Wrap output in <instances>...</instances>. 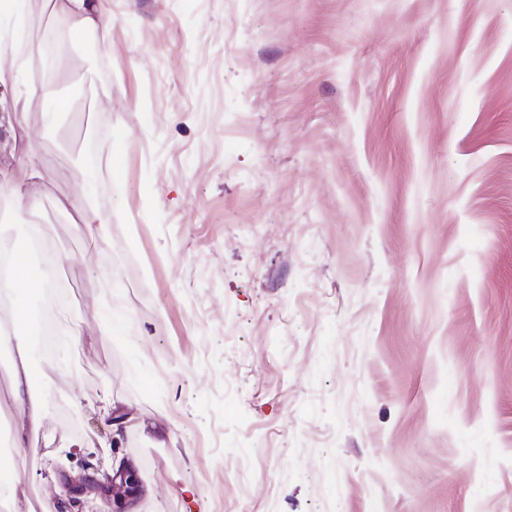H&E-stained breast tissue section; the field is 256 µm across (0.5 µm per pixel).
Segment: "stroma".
Wrapping results in <instances>:
<instances>
[{
  "mask_svg": "<svg viewBox=\"0 0 512 512\" xmlns=\"http://www.w3.org/2000/svg\"><path fill=\"white\" fill-rule=\"evenodd\" d=\"M105 8L108 45L46 0L5 42L46 94L0 127V181L38 203L0 239L26 262L38 225L69 285L20 455L0 344V454L35 512H112L66 490L86 463L137 471L131 512H512V0ZM78 224L75 231L82 237L95 241L107 224L108 218L92 203L86 202L78 208Z\"/></svg>",
  "mask_w": 512,
  "mask_h": 512,
  "instance_id": "1",
  "label": "stroma"
}]
</instances>
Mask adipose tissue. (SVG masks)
Here are the masks:
<instances>
[{
	"label": "adipose tissue",
	"mask_w": 512,
	"mask_h": 512,
	"mask_svg": "<svg viewBox=\"0 0 512 512\" xmlns=\"http://www.w3.org/2000/svg\"><path fill=\"white\" fill-rule=\"evenodd\" d=\"M50 3L52 12L63 15L72 29L81 32L91 31L101 42L110 41L111 20L101 11L99 0H50ZM12 82L11 69L0 62V123H6L11 127L25 123L29 104L36 94L32 88L24 92L13 90L12 93H4V86H11ZM25 318V310L14 309L10 329L0 333V338L17 339L22 347L20 361L13 371L11 381L14 406L22 417L13 439V446L19 453L26 450L28 434L38 431L47 409L45 394L34 388L33 348L25 330Z\"/></svg>",
	"instance_id": "1"
}]
</instances>
